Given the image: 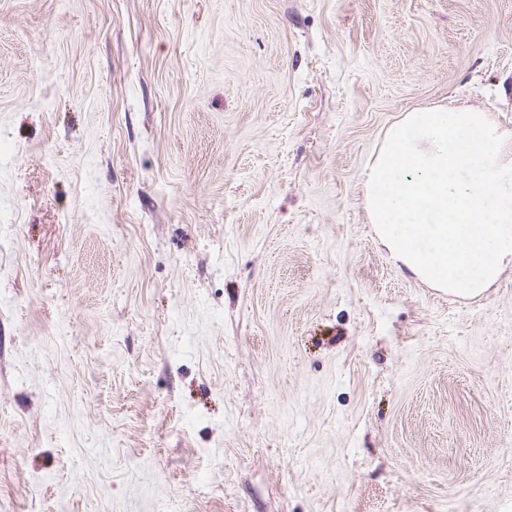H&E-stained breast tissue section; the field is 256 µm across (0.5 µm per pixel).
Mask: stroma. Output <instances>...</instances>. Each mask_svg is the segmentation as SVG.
Wrapping results in <instances>:
<instances>
[{
  "mask_svg": "<svg viewBox=\"0 0 512 512\" xmlns=\"http://www.w3.org/2000/svg\"><path fill=\"white\" fill-rule=\"evenodd\" d=\"M449 103L512 144V0H0V512H512V269L362 199Z\"/></svg>",
  "mask_w": 512,
  "mask_h": 512,
  "instance_id": "1",
  "label": "stroma"
}]
</instances>
